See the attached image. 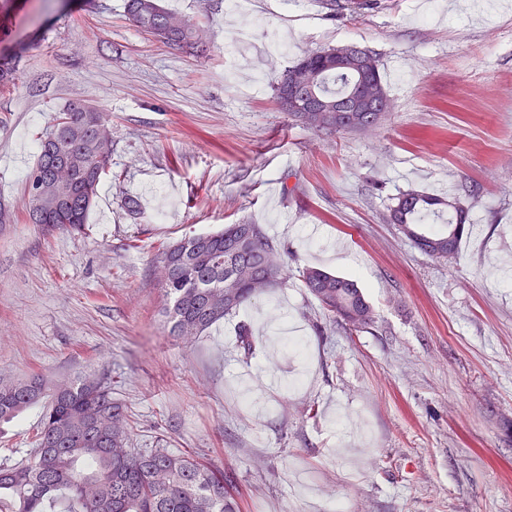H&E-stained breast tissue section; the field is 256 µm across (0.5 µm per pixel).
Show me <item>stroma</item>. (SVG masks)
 Here are the masks:
<instances>
[{
	"mask_svg": "<svg viewBox=\"0 0 512 512\" xmlns=\"http://www.w3.org/2000/svg\"><path fill=\"white\" fill-rule=\"evenodd\" d=\"M162 3L205 53L138 29L124 0H0V379L106 373L133 447L196 452L238 512H512V0H381L357 18L253 0L249 66L224 51L225 0ZM346 45L376 55L390 112L372 131L303 128L273 78ZM79 100L106 114L112 164L83 233L48 231L26 178ZM408 191L480 225L457 259L388 223ZM241 221L287 250L286 283L197 341L169 336L159 246ZM308 266L357 279L374 324L333 323ZM266 317L282 335L244 357L238 324ZM40 415L6 424L0 464L29 458Z\"/></svg>",
	"mask_w": 512,
	"mask_h": 512,
	"instance_id": "35a3bbf8",
	"label": "stroma"
}]
</instances>
